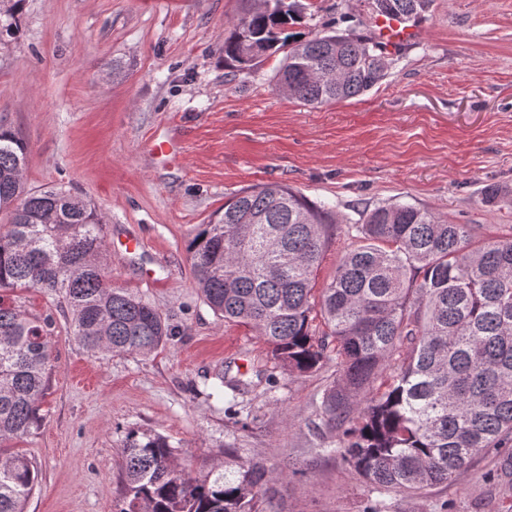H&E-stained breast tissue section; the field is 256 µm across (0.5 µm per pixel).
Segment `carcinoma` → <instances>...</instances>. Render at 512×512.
I'll return each mask as SVG.
<instances>
[{
  "label": "carcinoma",
  "instance_id": "cac0c4a2",
  "mask_svg": "<svg viewBox=\"0 0 512 512\" xmlns=\"http://www.w3.org/2000/svg\"><path fill=\"white\" fill-rule=\"evenodd\" d=\"M433 0H370L372 18L420 23ZM300 0H263L232 21L224 58L239 66L284 53L277 84L306 105L360 96L393 62L356 21L304 38ZM247 22L251 42L241 39ZM27 145L0 118V290L37 288L94 356L148 354L176 336L142 298L112 285L102 220L62 186L26 187ZM347 225L357 245L332 279L316 276L339 219L280 183L243 190L197 225L186 246L204 301L251 327L291 374L333 363L322 424L372 489L417 492L458 478L472 456L512 443V236L392 202ZM53 316L0 298V441L32 433L50 386ZM121 512H277L261 462L192 477L162 435L123 444ZM38 467L0 452V512H26Z\"/></svg>",
  "mask_w": 512,
  "mask_h": 512
}]
</instances>
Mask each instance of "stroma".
I'll return each mask as SVG.
<instances>
[{"mask_svg": "<svg viewBox=\"0 0 512 512\" xmlns=\"http://www.w3.org/2000/svg\"><path fill=\"white\" fill-rule=\"evenodd\" d=\"M312 36L365 0H302ZM245 0H23L0 43V116L28 145L27 187L86 197L104 220L114 286L150 302L179 336L147 355L95 357L58 318L42 421L10 446L40 483L27 512H119L128 430L166 436L181 467L205 474L239 463L273 469L278 512H363L370 486L323 445L316 411L335 365L272 370L251 328L203 301L185 250L195 225L255 185L278 182L334 206L400 200L512 235V196L486 206L484 184L512 187V0H433L419 37L364 95L320 106L291 99L280 55L224 62V28ZM175 141L165 161L154 144ZM140 238L137 250L124 247ZM241 379L234 391L217 373ZM250 410L246 424L225 414ZM495 450L450 483L386 495V512H512L486 482Z\"/></svg>", "mask_w": 512, "mask_h": 512, "instance_id": "1", "label": "stroma"}]
</instances>
